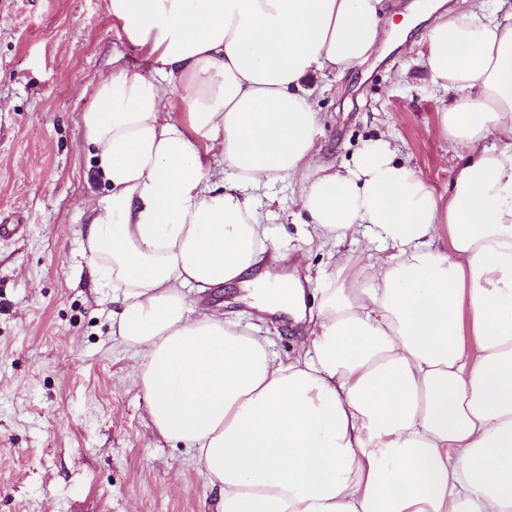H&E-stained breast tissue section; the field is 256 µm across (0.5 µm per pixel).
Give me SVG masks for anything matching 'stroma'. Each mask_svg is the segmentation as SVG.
<instances>
[{
    "label": "stroma",
    "mask_w": 512,
    "mask_h": 512,
    "mask_svg": "<svg viewBox=\"0 0 512 512\" xmlns=\"http://www.w3.org/2000/svg\"><path fill=\"white\" fill-rule=\"evenodd\" d=\"M425 25L381 61L342 78L314 77L323 160L350 162L391 137L402 161L439 192L455 170L432 128L436 92L421 62ZM142 66L105 0H0V512H213L216 491L192 452L156 437L136 381L137 360L112 335V292L82 251L85 217L104 193L82 115L112 57ZM270 208L266 250L310 264L307 308L335 259L311 241L297 188L259 192ZM272 353L301 347L305 325L256 320L240 287L188 289Z\"/></svg>",
    "instance_id": "1"
}]
</instances>
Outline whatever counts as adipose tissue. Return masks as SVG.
I'll return each instance as SVG.
<instances>
[{"label": "adipose tissue", "instance_id": "ef3b65f1", "mask_svg": "<svg viewBox=\"0 0 512 512\" xmlns=\"http://www.w3.org/2000/svg\"><path fill=\"white\" fill-rule=\"evenodd\" d=\"M106 7L149 69L114 57L83 114L107 188L83 252L119 294L112 333L139 357L154 433L194 449L216 512H512V0L424 7L445 194L383 137L350 166L319 158L307 83L391 41L383 0ZM207 152L234 182L217 188ZM283 179L320 247L368 224L393 249L338 253L312 315L252 195ZM227 283L307 319L301 351L280 358L185 294Z\"/></svg>", "mask_w": 512, "mask_h": 512}]
</instances>
